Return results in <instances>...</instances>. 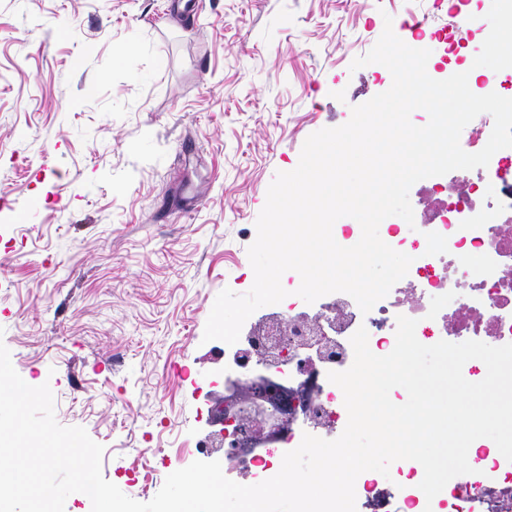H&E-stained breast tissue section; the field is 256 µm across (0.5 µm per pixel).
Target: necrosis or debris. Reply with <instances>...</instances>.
<instances>
[{
    "mask_svg": "<svg viewBox=\"0 0 512 512\" xmlns=\"http://www.w3.org/2000/svg\"><path fill=\"white\" fill-rule=\"evenodd\" d=\"M418 232L386 228V242L413 258L407 275L369 313L348 294L319 298L313 306L291 295L274 320L251 324L224 348V412L235 419L242 447L225 453V476L253 485L275 474L273 456L297 448L304 434L333 440L348 421L342 390L327 374L348 369L350 343L366 329L370 350L389 354L398 316L416 319L422 344L477 340L512 343V155H493L487 167L439 181L417 200ZM288 354L273 369L258 359L274 345ZM269 375L275 396H243L240 385ZM471 473L452 478L434 498L419 484L424 470L395 461L390 477L366 471L355 482L356 512H512V461L477 450Z\"/></svg>",
    "mask_w": 512,
    "mask_h": 512,
    "instance_id": "1",
    "label": "necrosis or debris"
}]
</instances>
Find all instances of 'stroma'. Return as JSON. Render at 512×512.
<instances>
[{
	"mask_svg": "<svg viewBox=\"0 0 512 512\" xmlns=\"http://www.w3.org/2000/svg\"><path fill=\"white\" fill-rule=\"evenodd\" d=\"M492 0H0V341L55 415L150 501L212 432L224 344L204 341L277 172L387 91L352 69L419 7Z\"/></svg>",
	"mask_w": 512,
	"mask_h": 512,
	"instance_id": "stroma-1",
	"label": "stroma"
}]
</instances>
